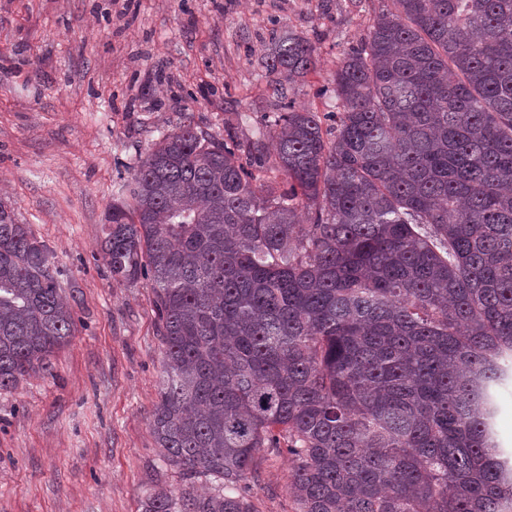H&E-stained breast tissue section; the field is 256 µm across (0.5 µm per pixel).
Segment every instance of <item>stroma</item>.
Listing matches in <instances>:
<instances>
[{
  "instance_id": "35a3bbf8",
  "label": "stroma",
  "mask_w": 512,
  "mask_h": 512,
  "mask_svg": "<svg viewBox=\"0 0 512 512\" xmlns=\"http://www.w3.org/2000/svg\"><path fill=\"white\" fill-rule=\"evenodd\" d=\"M390 0H0V203L62 271L77 331L49 370L0 391V512H142L186 488L151 434L162 345L146 280L113 281L97 248L117 186L187 120L264 130L273 33L317 64L295 109H336V64ZM286 456L259 452L256 512H296Z\"/></svg>"
}]
</instances>
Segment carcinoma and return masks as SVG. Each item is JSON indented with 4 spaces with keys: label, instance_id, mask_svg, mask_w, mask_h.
Instances as JSON below:
<instances>
[{
    "label": "carcinoma",
    "instance_id": "1",
    "mask_svg": "<svg viewBox=\"0 0 512 512\" xmlns=\"http://www.w3.org/2000/svg\"><path fill=\"white\" fill-rule=\"evenodd\" d=\"M392 4L336 66L332 129L288 100L314 44L279 34L275 152L188 120L108 212L112 280L153 289L154 440L224 482L143 512H255L262 449L298 512H512V0ZM60 276L0 204L1 391L74 336ZM499 415L496 423L497 439L502 448H512V386L503 388L499 396Z\"/></svg>",
    "mask_w": 512,
    "mask_h": 512
}]
</instances>
